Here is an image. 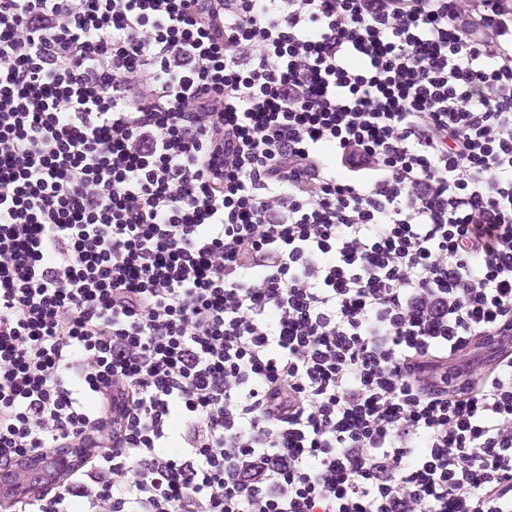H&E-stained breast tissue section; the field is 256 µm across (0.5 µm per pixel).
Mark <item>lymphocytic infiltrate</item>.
<instances>
[{"label":"lymphocytic infiltrate","mask_w":512,"mask_h":512,"mask_svg":"<svg viewBox=\"0 0 512 512\" xmlns=\"http://www.w3.org/2000/svg\"><path fill=\"white\" fill-rule=\"evenodd\" d=\"M49 448L18 512H512V0H0V466Z\"/></svg>","instance_id":"obj_1"}]
</instances>
